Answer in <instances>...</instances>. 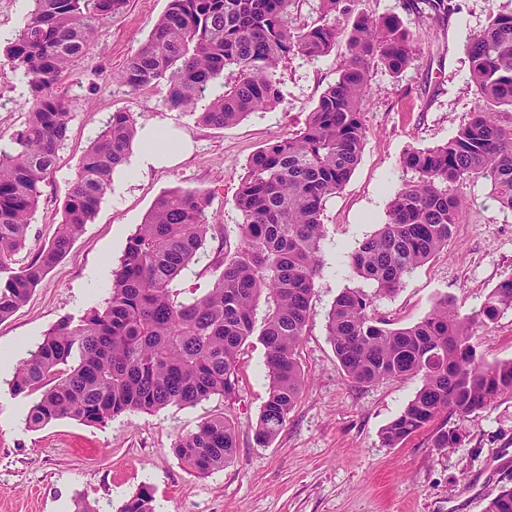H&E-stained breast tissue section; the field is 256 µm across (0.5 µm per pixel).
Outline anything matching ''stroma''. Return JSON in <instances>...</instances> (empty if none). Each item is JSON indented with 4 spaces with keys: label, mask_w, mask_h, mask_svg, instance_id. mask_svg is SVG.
<instances>
[{
    "label": "stroma",
    "mask_w": 512,
    "mask_h": 512,
    "mask_svg": "<svg viewBox=\"0 0 512 512\" xmlns=\"http://www.w3.org/2000/svg\"><path fill=\"white\" fill-rule=\"evenodd\" d=\"M407 3L357 0L355 5L373 17H397L412 36L416 56L399 75L381 66L370 72L360 161L323 206L324 268L297 350L304 389L281 432L264 447L254 437L269 382L264 349L253 339L238 353L234 397L129 412L104 425L61 419L30 429L26 418L34 398L13 393L12 376L5 373L0 375V512H73L78 497L98 512H117L145 488L153 494L155 512H484L500 490L512 487V397L464 422L460 445L434 447L428 427L388 447L382 431L413 398L419 379L353 383L326 330L327 315L347 288L367 294L374 321L401 328L423 319L443 296L453 298L461 314H472L499 281L512 276V211L500 206L477 175L457 188L464 210L447 247L407 274L394 294L376 292L350 267L351 253L385 223L391 197L413 177L402 165L404 153L442 145L470 120L478 93L469 78L466 46L493 14L512 11V0H449V21L434 24L417 18ZM167 5L168 0H128L122 13L103 21L59 84L72 120L15 266L26 264L54 236L83 151L112 113L131 112L138 124L173 129L192 150L179 164L149 170L135 182L112 180L69 252L27 303L0 322L1 352L27 358L53 325L100 304L129 237L167 191L205 189L215 226L238 224L235 197L250 157L300 129L347 61L343 34L322 58L288 56L278 67L281 98L275 106L231 126H209L197 118L207 100H199L192 115L170 111L162 105L164 86L133 94L113 79ZM33 8L34 0H0L2 147L24 124L31 103L28 79L10 72L5 48ZM473 343L485 362L512 359V311L476 326ZM222 414L238 425L235 457L224 468L197 476L171 447L204 419Z\"/></svg>",
    "instance_id": "35a3bbf8"
}]
</instances>
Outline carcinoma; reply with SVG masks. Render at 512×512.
I'll return each mask as SVG.
<instances>
[{"label":"carcinoma","instance_id":"carcinoma-1","mask_svg":"<svg viewBox=\"0 0 512 512\" xmlns=\"http://www.w3.org/2000/svg\"><path fill=\"white\" fill-rule=\"evenodd\" d=\"M127 0H34L29 21L6 48L11 72L30 79L32 102L12 149H0V269L26 248L41 186L67 137L71 112L57 92L61 78L84 54L100 21L120 13ZM419 17L451 12L445 0H420ZM323 20L302 30L288 25L295 0H168L148 38L127 60L117 80L136 93L165 83L163 106L192 107L231 66L233 85L214 96L200 121L222 128L281 97L276 69L291 53L310 59L335 46L336 21L350 13L346 0H320ZM348 62L321 95L297 132L256 151L236 195L242 222L220 229L212 288L182 298L174 282L199 259L215 225L210 195L177 188L161 195L129 238L109 297L79 319L50 328L18 365L11 389L39 393L27 425L40 429L68 418L104 425L127 412L194 405L213 395L233 396L237 355L254 335L265 349L269 396L255 435L260 445L281 431L300 399L304 379L296 352L310 317L315 280L323 269L324 200L355 170L366 138L361 105L369 71L381 65L397 75L412 62L409 32L395 17L357 15L351 23ZM470 78L479 94L470 121L443 145L410 149L402 164L415 177L388 204L387 221L350 256L353 272L391 294L415 267L440 252L462 214L451 187L473 174L487 178L497 202L512 210V126L497 108L512 110V13L492 16L467 44ZM136 133L132 112H114L84 150L49 243L4 282L0 321L19 309L69 251L96 213L115 168ZM269 305L261 329L254 310ZM368 298L347 288L336 298L328 335L345 375L360 385L418 377L421 386L382 432L394 447L428 426L434 446L461 442L459 422L512 396V359L487 364L471 342L476 324L512 310V276L500 281L472 316L448 297L419 322L390 329L367 314ZM236 426L209 418L177 439L172 453L191 472L206 476L230 462ZM118 512H155L143 489ZM485 512H512V488L490 499Z\"/></svg>","mask_w":512,"mask_h":512}]
</instances>
